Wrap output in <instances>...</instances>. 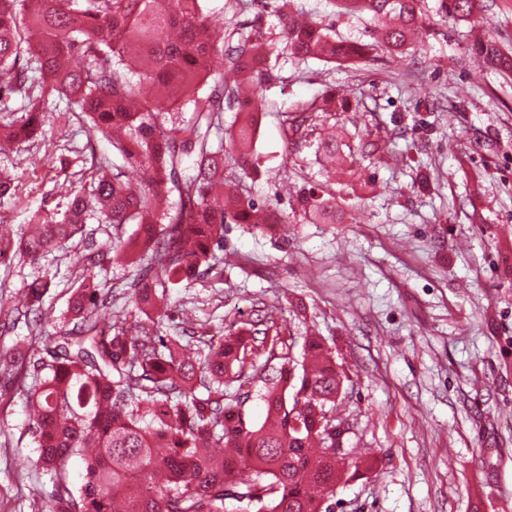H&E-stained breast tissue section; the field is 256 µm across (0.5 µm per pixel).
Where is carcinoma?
<instances>
[{"label":"carcinoma","instance_id":"1","mask_svg":"<svg viewBox=\"0 0 512 512\" xmlns=\"http://www.w3.org/2000/svg\"><path fill=\"white\" fill-rule=\"evenodd\" d=\"M202 0H0V92L21 106H4L0 147L48 142L42 114L66 103L58 123L89 125L130 167L149 180L136 186L106 156L77 147L64 181L61 218L35 213L17 252L35 262L65 250L86 224H135L76 255L82 280L66 308L68 328L54 345L23 338L36 356L31 383L14 375V351L0 354V376L14 377L35 428L38 461L53 475L52 512H331L336 485L373 462L345 449L338 472L335 443L321 422L336 419V390L344 373L323 342L305 340L301 371L289 355L263 394L264 420L241 417L259 353L248 331L196 335L166 329L168 289L202 279L224 281V225L286 224L288 217L224 182L221 130L224 105L236 116L231 157L246 176L256 170L253 105L260 67L273 46L260 30L232 29L237 45L224 53V18L203 13ZM280 42L298 60L352 63L372 47L344 38L305 17L294 0H274ZM350 13H372L376 43L388 51L414 45L422 0H330ZM481 0H440V12L469 22ZM475 50L486 68L512 72V53L483 33ZM193 105L188 119L171 113ZM16 169L0 170V199L16 195ZM298 204L309 224L336 223V197L303 191ZM136 269L133 326L98 329L97 312L112 307L100 287L105 264ZM26 310L42 321L50 281L26 284ZM86 461L83 483L72 486L67 464Z\"/></svg>","mask_w":512,"mask_h":512}]
</instances>
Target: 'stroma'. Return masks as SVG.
Returning a JSON list of instances; mask_svg holds the SVG:
<instances>
[{
    "instance_id": "1",
    "label": "stroma",
    "mask_w": 512,
    "mask_h": 512,
    "mask_svg": "<svg viewBox=\"0 0 512 512\" xmlns=\"http://www.w3.org/2000/svg\"><path fill=\"white\" fill-rule=\"evenodd\" d=\"M439 4L424 0L420 51L339 65L300 63L278 46L274 0L203 2L276 44L256 98L260 174L245 184L288 227L229 225L223 282L169 289L172 313L191 331L273 317L296 362L305 336H321L346 375L345 445L377 460L338 485L333 512H512V76L479 71L470 50L475 31L489 30L512 51V0H483L459 24ZM297 6L343 36H376L368 15L327 0ZM321 95L337 111L286 137V120ZM328 127L353 169L333 181L320 144ZM66 156L32 146L0 155V168L25 170L18 201L0 205V239L17 241L32 212H54ZM327 182L335 223H304L299 191ZM37 276L51 281L52 334L79 280L68 258L0 265V299L13 307ZM51 489L22 397L1 380L0 512H49Z\"/></svg>"
}]
</instances>
